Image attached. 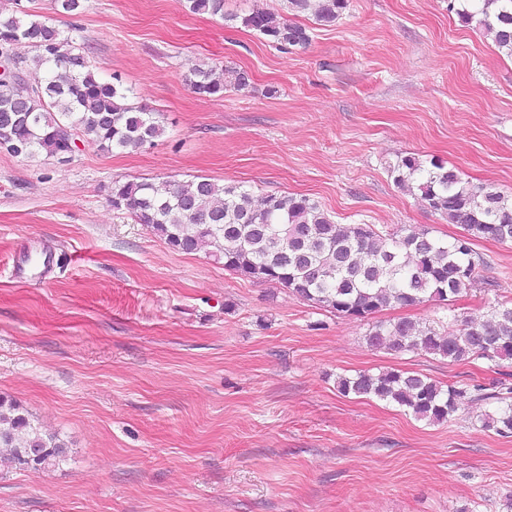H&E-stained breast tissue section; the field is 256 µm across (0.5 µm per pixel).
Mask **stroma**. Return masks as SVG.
Wrapping results in <instances>:
<instances>
[{
  "mask_svg": "<svg viewBox=\"0 0 512 512\" xmlns=\"http://www.w3.org/2000/svg\"><path fill=\"white\" fill-rule=\"evenodd\" d=\"M28 7L74 30L164 133L109 154L81 136L67 163L0 152V398L70 447L60 466L1 468L0 512H508L512 435L479 421L494 402L432 424L336 380L394 368L490 387L512 384V361L370 348V320L175 251L110 195L116 182L204 176L257 200L308 196L342 224L453 239L461 227L388 167L436 157L512 194V58L448 0H350L330 26L302 14L311 42L287 52L240 22L285 0H224L221 18L186 0ZM199 60L244 71L248 86L195 94ZM474 250L470 294L380 319H479L512 298V242Z\"/></svg>",
  "mask_w": 512,
  "mask_h": 512,
  "instance_id": "obj_1",
  "label": "stroma"
}]
</instances>
